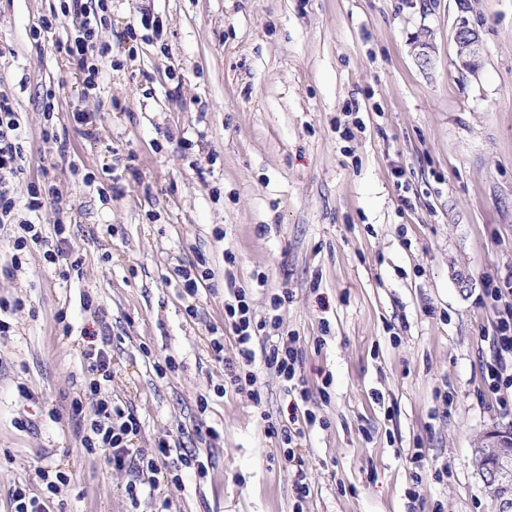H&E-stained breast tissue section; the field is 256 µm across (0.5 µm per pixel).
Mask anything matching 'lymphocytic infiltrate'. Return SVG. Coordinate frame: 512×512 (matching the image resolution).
<instances>
[{
	"label": "lymphocytic infiltrate",
	"mask_w": 512,
	"mask_h": 512,
	"mask_svg": "<svg viewBox=\"0 0 512 512\" xmlns=\"http://www.w3.org/2000/svg\"><path fill=\"white\" fill-rule=\"evenodd\" d=\"M103 0H67L58 15L42 18L41 29L53 33V46L74 64L86 88H96L102 78V63L109 49L98 37L102 23ZM26 154L24 133L18 112L5 96H0V229L10 228L14 253L11 257L13 269H21L24 256L31 247H40L45 261L57 264L68 262L78 267L65 247L66 224L56 221L53 236H44L41 227L29 220L17 217L19 207L12 193V183L25 170ZM229 328L236 338L239 362L228 365L231 385L242 386L252 383L255 375L252 366L262 363L267 370L282 378L288 392L298 393L300 399H307L304 379L299 371L297 355L287 345L255 351L254 317L244 291H237L233 303L224 307ZM497 360L486 367L489 388L498 393L512 388V373L508 372L506 359L512 356V305L507 306L496 338ZM91 376L87 389L94 407L95 417L89 431L81 438L83 447L100 450L105 461L113 468H131L142 474L141 485L148 491H157L168 474L157 466L155 459L145 457L135 448L133 439L137 435L140 422L133 410L126 405L112 402L103 388L112 380V360L104 348L88 343L83 351Z\"/></svg>",
	"instance_id": "lymphocytic-infiltrate-1"
}]
</instances>
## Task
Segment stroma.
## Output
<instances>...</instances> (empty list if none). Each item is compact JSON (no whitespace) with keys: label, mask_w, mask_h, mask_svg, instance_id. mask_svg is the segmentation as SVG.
Here are the masks:
<instances>
[{"label":"stroma","mask_w":512,"mask_h":512,"mask_svg":"<svg viewBox=\"0 0 512 512\" xmlns=\"http://www.w3.org/2000/svg\"><path fill=\"white\" fill-rule=\"evenodd\" d=\"M60 4L0 0V95L27 134L14 194L53 167L56 202L30 219L49 235L64 218L82 260L66 272L35 247L10 275L0 233V512L15 488L44 493L46 464L68 476L57 512L154 510L128 496L135 472L81 445L87 329L109 341L107 391L138 416L135 447L168 437L207 466L162 484L170 512H292L296 465L270 430L290 426L293 398L269 370L240 391L225 369L235 288L278 322L255 350L298 352L317 416L298 441L303 512H408L412 487L423 512H497L472 442L512 426V389L485 384L505 305L484 294L512 275V0H106L91 91L35 34ZM461 13L484 43L475 76L456 61Z\"/></svg>","instance_id":"stroma-1"}]
</instances>
